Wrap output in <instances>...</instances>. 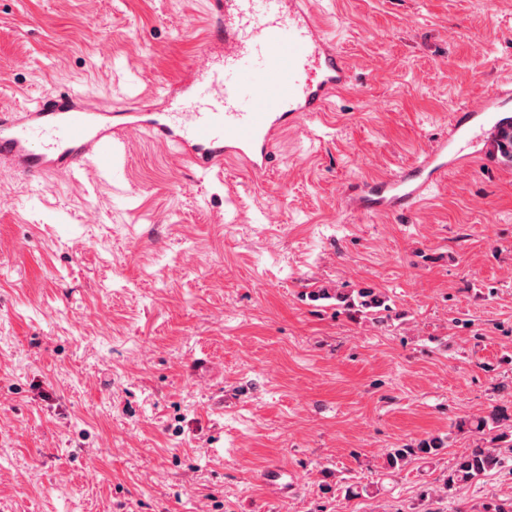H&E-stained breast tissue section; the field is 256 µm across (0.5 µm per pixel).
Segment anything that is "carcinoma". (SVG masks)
Returning <instances> with one entry per match:
<instances>
[{"mask_svg": "<svg viewBox=\"0 0 512 512\" xmlns=\"http://www.w3.org/2000/svg\"><path fill=\"white\" fill-rule=\"evenodd\" d=\"M497 148L506 161H512L511 123L501 130ZM311 298L315 300L334 299L338 307L370 318L377 323L382 324L391 319V308L385 304V299L371 291H360L357 298L353 299L339 290L333 293L327 288H320L313 292ZM503 420L504 416L500 411L493 409L485 415L464 418L454 424L457 431L487 436L489 442L478 443L455 459L444 479L445 491L448 492L473 480L487 477L498 472L504 466L505 459L501 456L499 448L502 443L506 444V447L512 448V426L507 429L502 428ZM445 447H447V437L433 435L420 440L415 446L403 445L394 448L387 455L388 469L393 472L399 471L415 457L431 459Z\"/></svg>", "mask_w": 512, "mask_h": 512, "instance_id": "obj_1", "label": "carcinoma"}]
</instances>
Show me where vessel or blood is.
Wrapping results in <instances>:
<instances>
[{
	"instance_id": "1",
	"label": "vessel or blood",
	"mask_w": 512,
	"mask_h": 512,
	"mask_svg": "<svg viewBox=\"0 0 512 512\" xmlns=\"http://www.w3.org/2000/svg\"><path fill=\"white\" fill-rule=\"evenodd\" d=\"M204 12L205 49L152 104L115 105L65 87L1 107L0 173L75 179L93 168L109 183L124 173L127 134L139 131L203 173L236 162L253 176L271 174L278 135L326 111L349 85L350 69L309 0H204ZM510 96L512 88L500 86L457 113L417 162L364 187L353 208L402 214L420 205L432 183L473 159L492 112Z\"/></svg>"
}]
</instances>
